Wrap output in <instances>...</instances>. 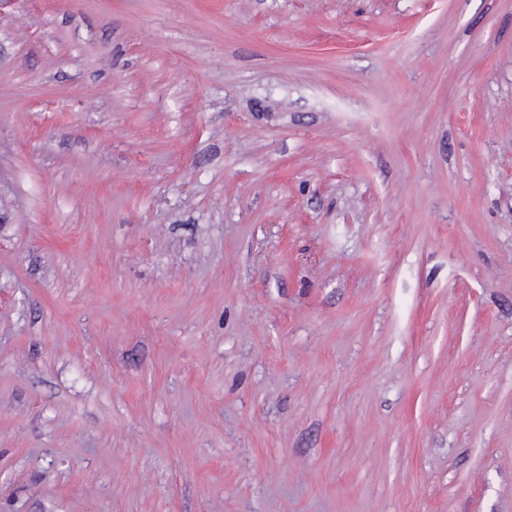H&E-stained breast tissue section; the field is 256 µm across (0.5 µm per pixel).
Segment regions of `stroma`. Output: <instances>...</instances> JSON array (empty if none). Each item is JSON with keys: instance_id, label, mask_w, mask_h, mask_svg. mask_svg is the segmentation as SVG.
I'll return each instance as SVG.
<instances>
[{"instance_id": "1", "label": "stroma", "mask_w": 512, "mask_h": 512, "mask_svg": "<svg viewBox=\"0 0 512 512\" xmlns=\"http://www.w3.org/2000/svg\"><path fill=\"white\" fill-rule=\"evenodd\" d=\"M0 512H512V0H0Z\"/></svg>"}]
</instances>
